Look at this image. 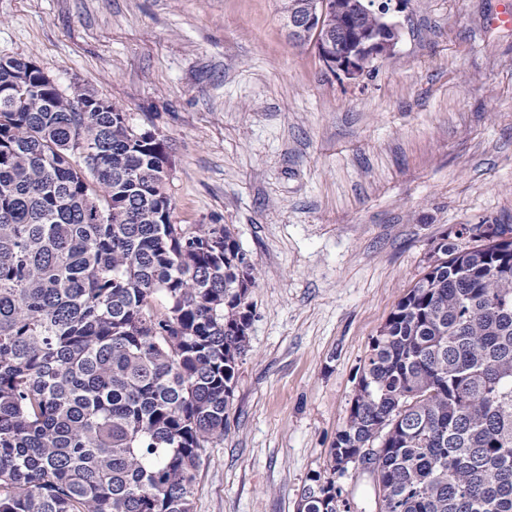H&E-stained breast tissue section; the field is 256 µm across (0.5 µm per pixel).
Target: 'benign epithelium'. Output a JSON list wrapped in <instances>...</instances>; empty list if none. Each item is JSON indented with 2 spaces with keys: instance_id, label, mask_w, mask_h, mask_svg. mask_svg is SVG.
<instances>
[{
  "instance_id": "obj_1",
  "label": "benign epithelium",
  "mask_w": 512,
  "mask_h": 512,
  "mask_svg": "<svg viewBox=\"0 0 512 512\" xmlns=\"http://www.w3.org/2000/svg\"><path fill=\"white\" fill-rule=\"evenodd\" d=\"M407 5L408 0H353V19L373 13L382 17V26L364 35L357 28L349 34L345 30L324 27L329 0H316L306 13L292 3L288 8V34L296 43L311 44L330 72L356 79L365 71L364 61L395 50L401 38V27L395 17L404 12Z\"/></svg>"
}]
</instances>
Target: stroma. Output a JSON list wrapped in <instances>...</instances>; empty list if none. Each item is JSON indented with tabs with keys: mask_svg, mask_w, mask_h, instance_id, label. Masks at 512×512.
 Wrapping results in <instances>:
<instances>
[{
	"mask_svg": "<svg viewBox=\"0 0 512 512\" xmlns=\"http://www.w3.org/2000/svg\"><path fill=\"white\" fill-rule=\"evenodd\" d=\"M511 3L411 0L395 53L348 79L289 41L280 0H0V57L158 133L173 222L230 225L256 267L194 512H296L436 244L512 225Z\"/></svg>",
	"mask_w": 512,
	"mask_h": 512,
	"instance_id": "35a3bbf8",
	"label": "stroma"
}]
</instances>
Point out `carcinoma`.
Masks as SVG:
<instances>
[{
	"instance_id": "cac0c4a2",
	"label": "carcinoma",
	"mask_w": 512,
	"mask_h": 512,
	"mask_svg": "<svg viewBox=\"0 0 512 512\" xmlns=\"http://www.w3.org/2000/svg\"><path fill=\"white\" fill-rule=\"evenodd\" d=\"M0 57V512H193L250 351L255 266L175 224L171 161L97 94ZM436 257L372 337L331 468L376 512H512V240ZM298 512H351L316 474Z\"/></svg>"
}]
</instances>
